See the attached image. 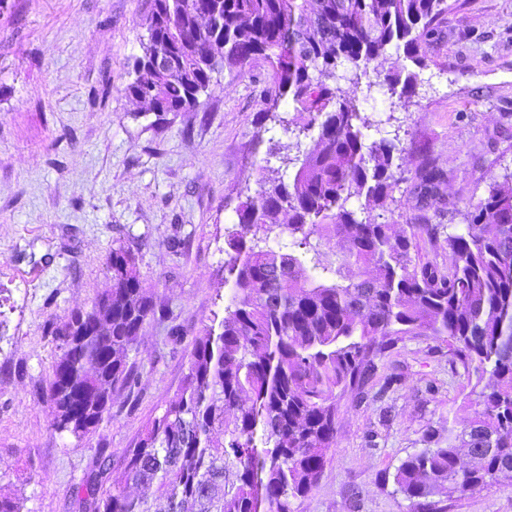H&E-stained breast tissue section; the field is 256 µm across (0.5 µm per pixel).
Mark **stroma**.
<instances>
[{"instance_id": "stroma-1", "label": "stroma", "mask_w": 512, "mask_h": 512, "mask_svg": "<svg viewBox=\"0 0 512 512\" xmlns=\"http://www.w3.org/2000/svg\"><path fill=\"white\" fill-rule=\"evenodd\" d=\"M153 0H0V493L21 512H77L75 493L99 452L120 479L126 449L178 392L192 341L223 318L227 234L240 192L258 177L288 179L311 149L306 113L266 110L271 70L257 60L216 76L188 112H147L134 81ZM366 110L367 141L395 142L404 180L378 222L426 216L463 225L492 186L512 177V0H466L449 12L411 93L382 76ZM448 173L443 210L413 192L418 156ZM130 252L157 312L129 365L135 392L112 393L110 418L78 439L51 427L53 325L111 286L112 252ZM385 366L402 382L362 403L344 397L336 446L319 487L294 512H413L389 476L463 421L475 380L445 338L409 336ZM448 512H512V479L450 501Z\"/></svg>"}]
</instances>
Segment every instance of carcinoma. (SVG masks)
Masks as SVG:
<instances>
[{"instance_id":"carcinoma-1","label":"carcinoma","mask_w":512,"mask_h":512,"mask_svg":"<svg viewBox=\"0 0 512 512\" xmlns=\"http://www.w3.org/2000/svg\"><path fill=\"white\" fill-rule=\"evenodd\" d=\"M462 0H153L147 38L126 92L151 112H188L213 74L256 59L272 69L268 112L292 101L317 129L290 180L245 186L224 263L230 296L218 328L194 340L179 394L150 419L124 456L133 497L109 479L100 450L77 487L79 512H294L318 485L336 447L338 402L360 398L376 360L407 336L446 338L480 391L471 416L407 456L393 482L416 512L493 486L512 473V185H496L447 227L405 220L402 234L348 207L391 196L396 145L368 143V97L327 84L338 64L353 84L372 69L406 92L419 73L385 68L389 50L425 66V47ZM166 60L156 68L152 58ZM419 203L446 173L429 156L415 165ZM336 240L337 260L324 259ZM436 247L419 252V242ZM112 285L88 311L53 329L61 356L49 383L52 428L81 439L110 415L112 391H134L127 354L156 303L131 255L112 251ZM112 312L102 336L84 328Z\"/></svg>"}]
</instances>
